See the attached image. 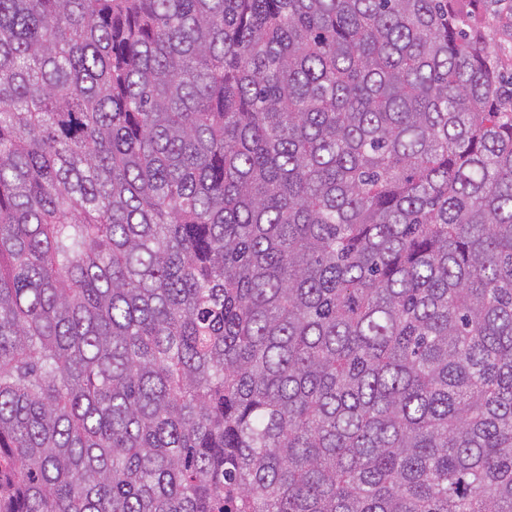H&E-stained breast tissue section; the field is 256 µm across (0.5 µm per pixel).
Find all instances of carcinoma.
<instances>
[{
    "label": "carcinoma",
    "mask_w": 512,
    "mask_h": 512,
    "mask_svg": "<svg viewBox=\"0 0 512 512\" xmlns=\"http://www.w3.org/2000/svg\"><path fill=\"white\" fill-rule=\"evenodd\" d=\"M470 2L0 0V512H512Z\"/></svg>",
    "instance_id": "1"
}]
</instances>
